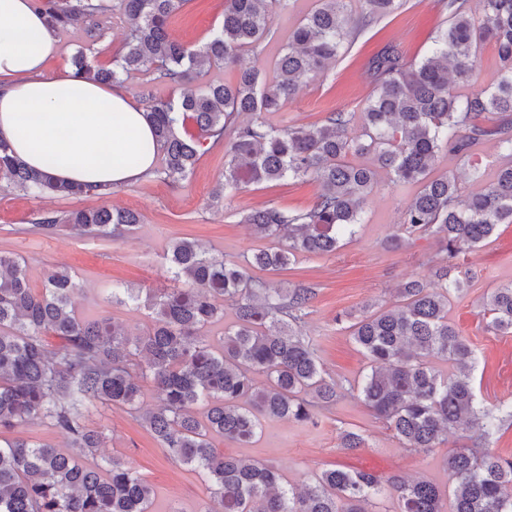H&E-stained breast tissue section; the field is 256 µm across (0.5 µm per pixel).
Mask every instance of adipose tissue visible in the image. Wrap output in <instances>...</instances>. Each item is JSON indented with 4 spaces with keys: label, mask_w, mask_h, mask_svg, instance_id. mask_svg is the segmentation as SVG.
<instances>
[{
    "label": "adipose tissue",
    "mask_w": 512,
    "mask_h": 512,
    "mask_svg": "<svg viewBox=\"0 0 512 512\" xmlns=\"http://www.w3.org/2000/svg\"><path fill=\"white\" fill-rule=\"evenodd\" d=\"M60 54L33 0H0V137L59 181L118 188L153 175L159 146L142 106L122 85L48 71Z\"/></svg>",
    "instance_id": "1"
}]
</instances>
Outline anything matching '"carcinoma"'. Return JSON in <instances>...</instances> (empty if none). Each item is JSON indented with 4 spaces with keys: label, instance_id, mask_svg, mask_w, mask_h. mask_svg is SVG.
I'll list each match as a JSON object with an SVG mask.
<instances>
[{
    "label": "carcinoma",
    "instance_id": "1",
    "mask_svg": "<svg viewBox=\"0 0 512 512\" xmlns=\"http://www.w3.org/2000/svg\"><path fill=\"white\" fill-rule=\"evenodd\" d=\"M185 2L35 0L56 30L81 21L92 42L101 38L99 18L108 9L127 17L128 32L112 67L99 66L81 47L71 58L75 75L113 84L139 72L180 91L145 108L163 152V165L154 171L159 180H187L199 158L222 145L224 178L211 193L217 206L263 182L313 181L318 192L305 209L265 206L243 214L256 235L278 240L244 265L179 239L167 252L176 287L112 286L113 302H141L149 312L151 324L134 337L106 319L76 313L78 288L67 269L51 270L37 290L25 262L0 253V435L49 425L67 437L65 450L21 437L0 439V512H151L152 486L121 458L85 463L105 441L83 422L95 402L127 409L167 457L202 471L214 502L206 512H375L370 503L380 495L396 501V512H512V459L489 448L501 422L512 420V407L480 404L474 352L448 322V296L463 293L469 283L468 271L448 260L512 224V0H479V21L470 0H441L449 25L436 32L419 60L405 59L392 44L377 51L367 63L372 91L362 138L348 136L352 112H329L319 125L284 127L270 125L263 114L282 111L311 74L397 12L402 0H360L357 12L348 9L349 0H316L282 46L276 75L244 67L233 83L206 76L273 39L274 18L290 8V0H225L222 23L198 48L168 34L170 19ZM487 43L497 51L496 84L452 92L451 80L467 81ZM193 82L197 90L186 91ZM187 117L200 136L180 133ZM486 140L496 143L506 163L481 191L464 196L454 178L431 175L439 154L467 158ZM351 155L368 162L354 164ZM381 171L394 184L421 185L401 216V231L436 240L445 256L435 286L407 280L394 306L364 313L348 326L370 371L347 388L326 376L316 345L298 329L315 289L303 283L277 288L253 278L249 267L276 271L299 253L336 252L341 240L356 234ZM0 179L36 197L111 194L52 182L29 169L2 139ZM139 223V213L105 206L63 216L45 211L32 220L45 235L69 229L114 240ZM226 303L237 322L224 328L215 347L201 331L224 320ZM483 316L487 331L512 334V283L492 291ZM435 359L451 363L455 373L439 374ZM145 380L158 401L144 410L139 397ZM353 392L414 451L427 452L450 430L465 426L464 444L445 462L453 487L328 468L313 472L298 490L283 486L273 466L226 455L212 443L215 434L249 443L266 418L315 426L316 409ZM308 394L312 399H305ZM364 445L362 434L341 432L340 447Z\"/></svg>",
    "mask_w": 512,
    "mask_h": 512
}]
</instances>
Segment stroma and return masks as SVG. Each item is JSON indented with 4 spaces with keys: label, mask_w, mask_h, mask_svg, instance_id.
Listing matches in <instances>:
<instances>
[{
    "label": "stroma",
    "mask_w": 512,
    "mask_h": 512,
    "mask_svg": "<svg viewBox=\"0 0 512 512\" xmlns=\"http://www.w3.org/2000/svg\"><path fill=\"white\" fill-rule=\"evenodd\" d=\"M314 0H294L291 9L276 17L277 37L260 52L247 51L243 62L272 71L281 47L298 20ZM224 0H188L169 25L172 38L190 45L206 41L211 30L221 24ZM448 15L439 0H404L392 16L363 32L323 72L303 84L282 111L265 113L276 127L320 122L327 113L361 112L372 86L366 74L370 56L385 44H393L407 59L421 58L434 32L446 26ZM105 36L89 43L83 23L60 31L62 63H69L78 47L90 46L96 61L110 66L125 37L127 23L116 13L101 16ZM470 160L440 154L433 164L434 175H448L458 181L462 194L481 190L469 169L478 164L486 177H493L499 162L494 142L473 147ZM224 149L215 147L197 161L193 173L181 185L171 186L150 177L114 190L105 198H36L7 188L0 182V253L22 258L29 282L41 288L49 271L68 267L79 293L75 305L89 318H105L127 332H141L148 323L145 308L115 304L107 290L119 283L127 288H167L166 253L177 238H186L202 247L222 253L225 259L240 261L254 250L268 247L267 239L255 235L243 224V213L261 206L286 211L307 208L317 186L312 182H269L245 188L231 207L210 202L213 189L224 175ZM419 191L415 184H391L380 177L363 207V222L353 238L345 239L336 253L297 255L287 270L277 273L253 269L254 277L286 288L298 283L316 290L309 315L300 326L302 335L313 338L325 372L337 381L352 384L367 369L368 361L336 322L341 312L360 313L370 303L392 305L396 290L409 278L433 281L442 255L434 240L422 238L395 247L389 239L399 231L403 211ZM101 205L131 209L143 217L142 224L124 239L88 237L62 231L45 236L31 229L35 215L48 210L59 214ZM457 265L467 269V293L452 299L448 319L475 352L473 371L480 401L493 405L512 404V335L488 333L480 315L481 305L494 288L512 282V224L500 225L482 246L459 255ZM89 427L103 430L106 441L100 457L118 456L138 470L152 485V512H205L211 504L206 476L192 467L170 460L140 421L121 407H92L85 413ZM364 435L366 442L356 452L340 446L343 430ZM218 450L236 457L269 464L278 469L284 483L299 488L307 484L313 471L342 466L368 471L383 477L400 475L449 485L445 461L462 444L452 433L427 452L404 448L386 424L357 397L347 395L321 416L317 426L291 421L268 420L261 434L242 445L213 436Z\"/></svg>",
    "instance_id": "stroma-1"
}]
</instances>
